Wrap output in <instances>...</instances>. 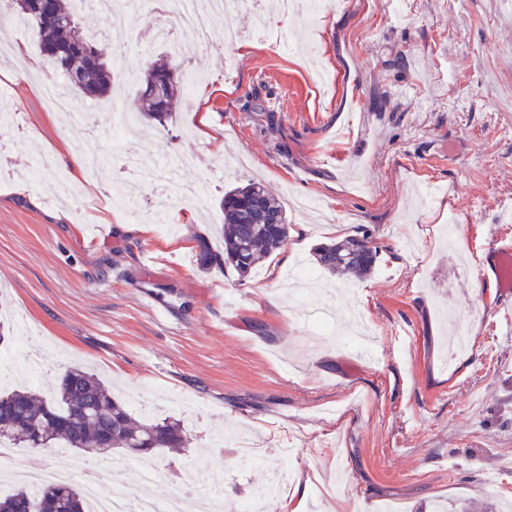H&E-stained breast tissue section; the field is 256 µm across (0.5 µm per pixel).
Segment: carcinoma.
Wrapping results in <instances>:
<instances>
[{"instance_id": "obj_1", "label": "carcinoma", "mask_w": 512, "mask_h": 512, "mask_svg": "<svg viewBox=\"0 0 512 512\" xmlns=\"http://www.w3.org/2000/svg\"><path fill=\"white\" fill-rule=\"evenodd\" d=\"M68 24L52 22L43 14L17 9L39 39L42 56L65 78L70 93L103 97L112 87L109 64L79 31L74 0H52ZM182 75L174 64L157 60L144 72L138 111L160 123L166 121L180 92ZM163 94L154 96L156 86ZM224 264L249 275L265 258L288 240L285 205L270 195L259 181L237 186L224 194ZM316 264L340 277H362L374 267L377 251L364 236L349 235L315 248ZM16 448H50L62 442L79 451L109 456L114 450L135 455L184 448L188 439L177 420L141 422L128 406L112 397L92 373L69 371L58 391L50 396L29 388L0 394V441ZM86 512L82 490L75 484L46 483L32 489L22 486L0 498V512Z\"/></svg>"}]
</instances>
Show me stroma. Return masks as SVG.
<instances>
[{
	"mask_svg": "<svg viewBox=\"0 0 512 512\" xmlns=\"http://www.w3.org/2000/svg\"><path fill=\"white\" fill-rule=\"evenodd\" d=\"M159 21L144 0L120 20L133 38L113 101L135 107L155 59L201 65L160 124L137 118L126 140L96 157L90 128L67 122L38 90L53 74L29 28L6 33L0 126L13 176L0 178V312L21 347L58 355L56 377L85 368L112 393L140 399L135 416L197 421L179 453L143 460L114 453L110 487L137 492L144 465L161 472L158 496L187 474L222 470V512H235L275 471L296 476L305 512H433L468 500L479 512L512 503V322L495 289L475 296L462 268L483 267L486 240L512 234V0H346L315 22L274 20L284 45L253 37L252 16L211 18L212 39L177 48L149 41ZM232 26L240 46L224 43ZM209 135H202L201 120ZM198 153L204 209L176 207V230L149 219L155 178L128 170L131 145ZM95 159L80 198L53 204L72 154ZM282 201L319 199L335 215L317 223L288 209L289 238L243 277L204 264L224 249L222 201L249 179ZM127 181L133 215L109 191ZM344 235L368 236L371 274L322 273L319 290L283 279L296 259ZM467 312L469 345L447 350L443 313ZM351 316L372 326L368 353L310 335L311 317ZM83 452L57 444L0 460V492L20 460L69 470Z\"/></svg>",
	"mask_w": 512,
	"mask_h": 512,
	"instance_id": "obj_1",
	"label": "stroma"
}]
</instances>
